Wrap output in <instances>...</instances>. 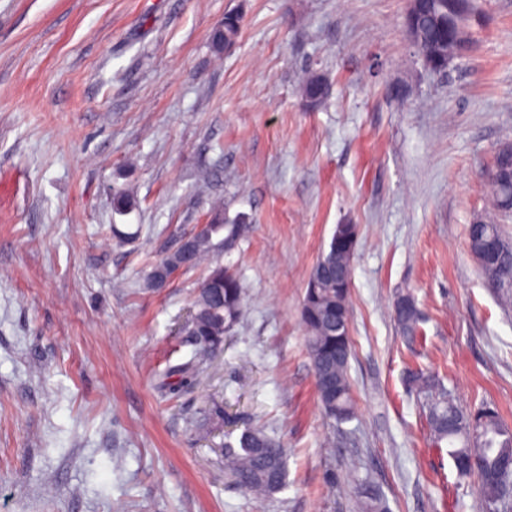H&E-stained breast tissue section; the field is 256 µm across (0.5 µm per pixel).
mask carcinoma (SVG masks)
<instances>
[{
    "instance_id": "obj_1",
    "label": "carcinoma",
    "mask_w": 512,
    "mask_h": 512,
    "mask_svg": "<svg viewBox=\"0 0 512 512\" xmlns=\"http://www.w3.org/2000/svg\"><path fill=\"white\" fill-rule=\"evenodd\" d=\"M477 11L476 0H420L413 4V22L419 35L418 53L434 62V69L445 70L456 59V51L474 42L471 21ZM240 33V18L229 14L210 38L212 50L221 54L235 43ZM302 95L314 105L328 95L326 80L308 74L300 86ZM492 209L507 217L512 214L509 185L488 181ZM136 207L135 199L123 190L112 194V210L120 215ZM248 230L247 217L231 218L224 203H212L208 227L202 234L186 237L176 248L156 263L146 278V287H162L165 279L181 269H189L215 256L220 248H231ZM469 248L476 258L488 287L502 298L512 297V267L506 269L489 261L484 252L490 239H505L494 221L477 219L468 225ZM354 254L336 256V238L313 266L302 303L301 316L307 336L306 347L315 372V385L322 409L336 423L355 417L351 382L348 375L352 354L350 338V287ZM244 292L236 273L213 261L196 296L187 333L197 346L196 356L206 357L224 348V337L239 322ZM395 320L403 334L413 336L418 330L419 311L414 299L399 297L393 305ZM409 383L427 396L428 422L433 442L448 445L457 474H477L483 501H498V488L489 480L502 460L512 457V429L498 412L480 407L465 414L448 401L440 389L422 372L409 375ZM224 466L239 485L264 495L281 489L287 478V463L281 444L264 432L244 430L236 442L224 444ZM362 512H387L379 491L368 483L361 486Z\"/></svg>"
}]
</instances>
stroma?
Returning a JSON list of instances; mask_svg holds the SVG:
<instances>
[{
  "mask_svg": "<svg viewBox=\"0 0 512 512\" xmlns=\"http://www.w3.org/2000/svg\"><path fill=\"white\" fill-rule=\"evenodd\" d=\"M406 5L0 0V512H359L365 481L389 512H490L407 376L512 426V298L466 238L494 215L486 176L512 142V0H478L474 43L442 72L409 44ZM229 13L240 35L218 56ZM309 70L331 86L315 107ZM218 199L249 222L220 255L245 310L183 385L165 372L194 355L208 267L145 280ZM340 224L357 227L344 424L323 413L301 320ZM405 294L413 337L393 314ZM246 429L287 446L263 498L224 468ZM240 33V18L237 15L228 14L224 22L216 28L210 38V45L216 54H221L228 46L237 41ZM395 320L406 336H414L418 330L419 311L410 295L399 297L393 305Z\"/></svg>",
  "mask_w": 512,
  "mask_h": 512,
  "instance_id": "35a3bbf8",
  "label": "stroma"
}]
</instances>
